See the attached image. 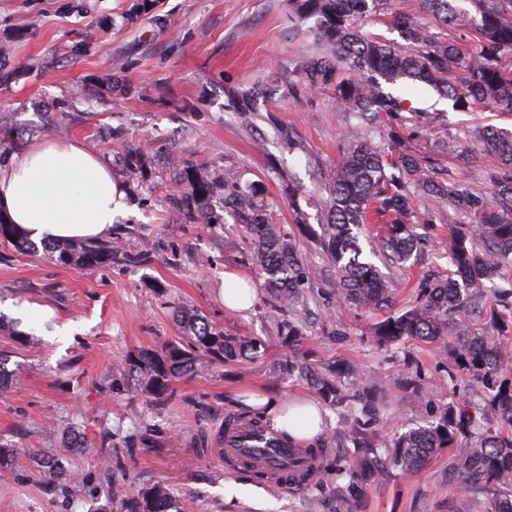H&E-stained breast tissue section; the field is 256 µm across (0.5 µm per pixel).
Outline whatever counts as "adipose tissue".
Masks as SVG:
<instances>
[{
	"mask_svg": "<svg viewBox=\"0 0 512 512\" xmlns=\"http://www.w3.org/2000/svg\"><path fill=\"white\" fill-rule=\"evenodd\" d=\"M124 189L108 164L77 142L51 141L0 166V210L35 242L101 241L124 214ZM276 429L307 441L323 432L315 404L300 408L261 398Z\"/></svg>",
	"mask_w": 512,
	"mask_h": 512,
	"instance_id": "ef3b65f1",
	"label": "adipose tissue"
}]
</instances>
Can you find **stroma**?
<instances>
[{"mask_svg":"<svg viewBox=\"0 0 512 512\" xmlns=\"http://www.w3.org/2000/svg\"><path fill=\"white\" fill-rule=\"evenodd\" d=\"M0 0V55L23 70L0 84V118L15 128L0 147V165L13 154L46 142L77 141L104 158L126 191L128 212L118 218L106 245L122 244L109 265L74 269L19 253L0 241V361L14 380L0 388V512H115L116 486L136 490L166 481L179 512H451L459 488L448 484V455L440 453L412 475L381 460L382 474L359 502L331 492L348 468L351 450L338 410L326 408L319 447L331 459L304 489L281 493L246 472H225L207 440L226 417H250L254 396L272 401L314 398L305 382L281 375L290 355L280 335L285 312L259 292L254 307L234 314L219 289L225 272L257 280L251 253L233 221L198 224L169 200L177 187L174 163L205 164L213 173L237 167L277 202V222L294 238L318 273L302 312L309 339L305 352L318 363L348 360L385 387L388 411L374 416L353 407L351 416L379 444L438 412L467 382L446 353L409 341L377 346L369 334L375 314L345 305L315 241L294 221L303 212L317 222L308 194L290 199L285 182L268 164L276 155L298 181L311 184L307 157L336 159L348 126L324 93L292 95L273 82L293 59L314 45L312 32L295 33L284 0H162L156 12L130 17L132 0ZM258 90L257 102L300 135L304 152L276 145L268 124L249 128L230 112L226 86ZM407 105L438 113L442 131L419 135L417 151L445 178L490 193L495 155L481 152L470 132L512 129V115L478 104L453 109L426 85H393ZM145 153L141 174L119 165L114 144ZM468 218L449 212L432 221L420 207L427 242L415 265L401 272L398 306L412 303L417 285L440 273L437 257L448 226ZM198 309L225 333L260 343L257 358L216 362L200 376L175 379L162 399L135 391L121 364L127 354L178 339L174 311ZM51 310L43 321L38 314ZM412 381L416 394L400 381ZM83 446L62 464L65 479L44 483V461L62 450L70 433Z\"/></svg>","mask_w":512,"mask_h":512,"instance_id":"stroma-1","label":"stroma"}]
</instances>
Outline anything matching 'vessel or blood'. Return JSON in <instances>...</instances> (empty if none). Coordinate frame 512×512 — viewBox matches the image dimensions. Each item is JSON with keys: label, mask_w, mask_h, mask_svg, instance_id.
I'll list each match as a JSON object with an SVG mask.
<instances>
[{"label": "vessel or blood", "mask_w": 512, "mask_h": 512, "mask_svg": "<svg viewBox=\"0 0 512 512\" xmlns=\"http://www.w3.org/2000/svg\"><path fill=\"white\" fill-rule=\"evenodd\" d=\"M211 445L226 470L252 472L283 492L308 486L321 468L319 453L289 447L277 430L235 417L225 421Z\"/></svg>", "instance_id": "1"}]
</instances>
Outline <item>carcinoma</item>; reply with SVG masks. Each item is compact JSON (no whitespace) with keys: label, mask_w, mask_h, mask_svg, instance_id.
I'll use <instances>...</instances> for the list:
<instances>
[{"label":"carcinoma","mask_w":512,"mask_h":512,"mask_svg":"<svg viewBox=\"0 0 512 512\" xmlns=\"http://www.w3.org/2000/svg\"><path fill=\"white\" fill-rule=\"evenodd\" d=\"M289 20L296 25L314 20L318 49L295 59L285 86L289 92L330 93L337 111L356 123L345 131L346 146L336 163L308 158L315 185L324 194L317 246L336 275L337 298L362 309L380 310L386 317L374 323L372 335L381 344L416 340L443 349L454 365L480 384L483 410L491 424L469 435L470 403L466 399L444 406L433 419L399 434L389 444L393 462L404 472H416L442 449H448V482L463 487L453 512H512V305L484 293L486 283L512 272V130L488 127L475 132L500 167L488 176L495 202L468 191L455 179L431 175L430 162L412 150L400 130L412 124L432 129L433 112L412 110L404 100L384 91L382 84L411 81L432 87L453 107L466 111L479 102L512 114V71L500 66L512 55V0H418V9L432 22L410 12L389 11V0H286ZM390 15L401 41L364 30L370 15ZM468 29L477 35L479 49L464 52L448 31ZM227 106L250 124L259 111L255 95L235 86L224 89ZM277 139L290 152L304 151L297 133L277 127ZM396 143L389 154L384 142ZM125 167L142 170L146 156L139 150L122 154ZM184 194L172 204L194 213L201 224L218 217L211 200L224 199V212L250 236L251 263L268 295L288 308L304 302V282L315 277L305 267L295 243L277 224L275 203L258 184H242L240 171L224 168L216 175L205 167L177 162ZM439 214L451 206L471 216V223L448 228V271L425 277L415 304L395 313L399 282L373 262L394 269L406 267L418 246L417 204ZM379 222L376 233L366 226L370 216ZM0 240L32 255L38 246L0 214ZM49 259L74 268L112 262V249L85 242L56 245ZM180 340L159 349L129 354L122 369L137 374V387L156 399L170 393L182 373L202 374L212 360L239 362L259 353L255 341L230 336L209 324L189 306L179 310ZM281 335L291 347L307 340L302 320L281 322ZM310 382L325 404L350 400L336 381V370L307 358L279 367ZM355 449L348 481L333 486L341 500H354L378 477V445L364 429L350 430ZM171 488L154 483L122 500L121 512H171Z\"/></svg>","instance_id":"obj_1"}]
</instances>
